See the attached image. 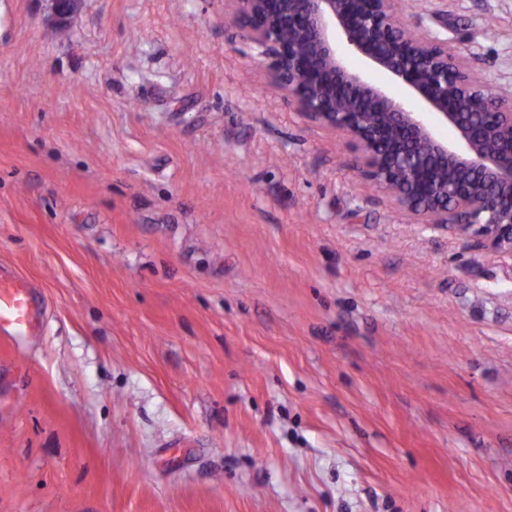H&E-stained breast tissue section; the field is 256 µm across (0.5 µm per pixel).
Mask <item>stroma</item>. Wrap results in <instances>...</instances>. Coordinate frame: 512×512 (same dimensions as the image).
Wrapping results in <instances>:
<instances>
[{
	"mask_svg": "<svg viewBox=\"0 0 512 512\" xmlns=\"http://www.w3.org/2000/svg\"><path fill=\"white\" fill-rule=\"evenodd\" d=\"M512 93V0H417ZM0 0V512H512V255L416 223L224 0ZM42 311L28 297V287L16 278L5 280L0 274V331L13 336H28L42 326Z\"/></svg>",
	"mask_w": 512,
	"mask_h": 512,
	"instance_id": "stroma-1",
	"label": "stroma"
}]
</instances>
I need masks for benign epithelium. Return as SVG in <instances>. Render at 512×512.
<instances>
[{
	"mask_svg": "<svg viewBox=\"0 0 512 512\" xmlns=\"http://www.w3.org/2000/svg\"><path fill=\"white\" fill-rule=\"evenodd\" d=\"M75 5L54 0L57 25ZM224 9L272 83L346 140L358 177L417 223L512 254V94L477 82L454 46L404 19L399 0H224Z\"/></svg>",
	"mask_w": 512,
	"mask_h": 512,
	"instance_id": "benign-epithelium-1",
	"label": "benign epithelium"
}]
</instances>
